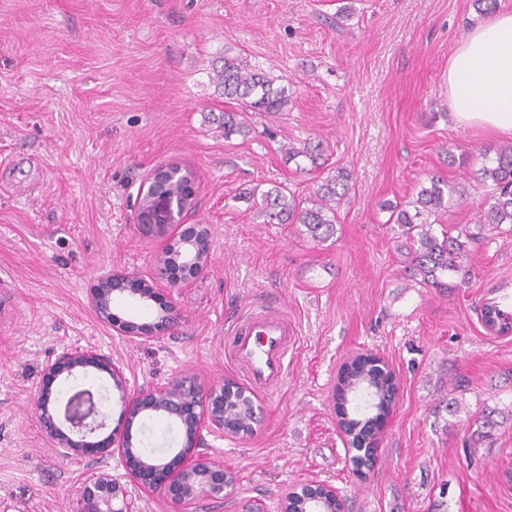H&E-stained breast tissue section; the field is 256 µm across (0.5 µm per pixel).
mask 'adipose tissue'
Wrapping results in <instances>:
<instances>
[{
  "label": "adipose tissue",
  "instance_id": "adipose-tissue-1",
  "mask_svg": "<svg viewBox=\"0 0 512 512\" xmlns=\"http://www.w3.org/2000/svg\"><path fill=\"white\" fill-rule=\"evenodd\" d=\"M448 104L457 123L512 134V12L461 38L448 60Z\"/></svg>",
  "mask_w": 512,
  "mask_h": 512
}]
</instances>
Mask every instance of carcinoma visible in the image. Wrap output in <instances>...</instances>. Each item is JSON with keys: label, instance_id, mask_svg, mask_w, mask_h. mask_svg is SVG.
<instances>
[{"label": "carcinoma", "instance_id": "cac0c4a2", "mask_svg": "<svg viewBox=\"0 0 512 512\" xmlns=\"http://www.w3.org/2000/svg\"><path fill=\"white\" fill-rule=\"evenodd\" d=\"M214 80L223 89L224 97L238 101L241 107L218 118V128L226 138L250 132V113H276L288 106L284 89L273 87V81L264 73L249 68L237 57L224 56L222 66L214 70ZM479 156L482 165L473 175L487 187V193L477 208L476 230L465 226L455 235L444 228L438 235L433 232L429 218L447 210L456 193L454 187L439 178H430L429 186L421 187L416 200L386 206L390 211L388 223L397 225L401 235L412 242L409 276L419 279L427 288H457L468 283L472 276L470 247L500 232L501 225L512 224V143L485 150ZM349 182L350 174L339 168L309 198H300L281 185L263 191L255 186L239 197L252 202L265 217L264 223L297 224L299 235L323 243L336 233L337 206L349 191ZM410 206L414 211L408 210ZM449 275L459 282H446ZM345 389L343 380H338L337 415L341 426L351 435V443L360 444L368 440L374 419L349 415Z\"/></svg>", "mask_w": 512, "mask_h": 512}]
</instances>
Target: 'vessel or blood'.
Listing matches in <instances>:
<instances>
[{
  "label": "vessel or blood",
  "instance_id": "vessel-or-blood-1",
  "mask_svg": "<svg viewBox=\"0 0 512 512\" xmlns=\"http://www.w3.org/2000/svg\"><path fill=\"white\" fill-rule=\"evenodd\" d=\"M293 330L281 308L252 307L231 327L224 346L244 383L264 393L279 387L288 371Z\"/></svg>",
  "mask_w": 512,
  "mask_h": 512
}]
</instances>
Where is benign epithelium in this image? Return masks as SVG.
<instances>
[{
    "instance_id": "obj_1",
    "label": "benign epithelium",
    "mask_w": 512,
    "mask_h": 512,
    "mask_svg": "<svg viewBox=\"0 0 512 512\" xmlns=\"http://www.w3.org/2000/svg\"><path fill=\"white\" fill-rule=\"evenodd\" d=\"M195 196L178 205L175 197L153 194L146 206H137L138 218L145 222L151 235L162 241L156 256L152 281L135 273L108 272L98 277L90 292V303L98 319L120 335L141 338L146 327L126 320L114 312V306L128 299L153 301L160 314L152 329L156 334L172 330L178 324L174 306L161 298L153 284L174 285L186 275L201 272L205 265L189 254L183 265L171 266L162 259L169 250L168 238L179 229L178 238L193 236L209 230L206 224H188ZM95 370L106 374L113 387L122 394L124 409L120 423L105 437L92 440L90 436L105 428V416L100 400L90 387L78 386L63 407L54 405L53 387L63 379ZM224 388L217 385L204 392L195 378L182 374L160 387L143 388L132 394L126 392L125 377L112 359L92 349L67 350L46 366L36 398V413L45 439L54 448L68 455H80L100 463L117 454L127 474L142 488L161 492L182 512H196L203 500L223 499L231 494L234 475L224 465L213 462L202 452L203 431L224 432ZM161 417L177 424L183 431L181 448L167 461L143 457L133 443L132 425L139 415ZM353 465L362 470L375 461V443L365 448H347ZM120 486L103 469L93 472L85 481L70 512H133L131 503L114 506ZM342 500L336 488L314 482L291 486L285 494L280 512H336V502Z\"/></svg>"
}]
</instances>
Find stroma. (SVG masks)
Masks as SVG:
<instances>
[{"label":"stroma","mask_w":512,"mask_h":512,"mask_svg":"<svg viewBox=\"0 0 512 512\" xmlns=\"http://www.w3.org/2000/svg\"><path fill=\"white\" fill-rule=\"evenodd\" d=\"M484 19L474 0H0V512H70L96 467L41 433L46 364L96 350L132 393L183 373L205 389L233 382L225 329L270 299L294 328L288 375L256 396L251 430L205 433L236 488L198 512L243 500L277 512L304 481L336 487L349 512H512V334L477 316L488 301L512 312V232L474 245L468 285L439 291L405 275L410 243L383 207L434 176L462 196L439 224H472L485 192L476 157L506 137L455 122L448 60ZM226 54L289 96L286 111L253 114L249 134L228 138L215 119L237 104L213 80ZM307 144L324 147L321 168L288 159ZM170 161L196 173L188 221L209 225L212 249L200 274L166 290L178 326L134 341L97 319L88 294L111 270L150 277L160 243L135 201ZM341 167L350 190L323 243L239 197L281 184L304 198ZM324 265L334 279L319 291L295 277ZM356 353L382 357L397 384L361 474L334 400ZM488 413L495 424L478 436ZM132 434L166 460L183 440L155 417H137ZM104 467L135 512H178L119 456Z\"/></svg>","instance_id":"obj_1"}]
</instances>
